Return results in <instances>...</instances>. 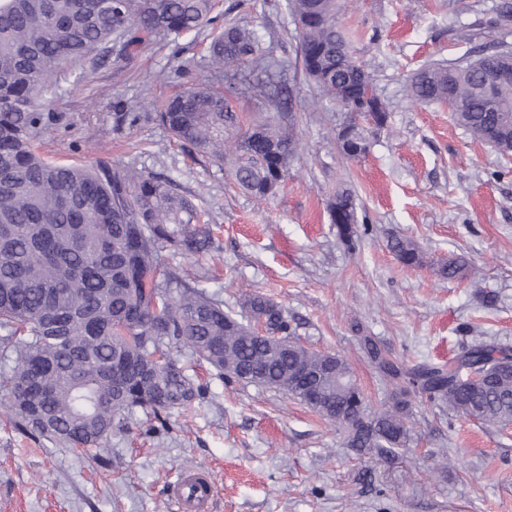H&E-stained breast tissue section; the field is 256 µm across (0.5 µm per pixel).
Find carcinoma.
<instances>
[{"label":"carcinoma","mask_w":512,"mask_h":512,"mask_svg":"<svg viewBox=\"0 0 512 512\" xmlns=\"http://www.w3.org/2000/svg\"><path fill=\"white\" fill-rule=\"evenodd\" d=\"M302 68L322 97L346 112L342 126L369 144L388 110L370 72L338 21V0H289ZM215 0H0V350L13 355L5 377L8 408L23 436L76 450L107 451L112 434L129 430L138 411L165 424L174 410L200 400L201 387L171 351L186 348L220 375L277 390L300 403L318 392L311 410L348 433V446L390 455L407 446L409 393L482 426H512V350L481 342L448 365L407 366L371 336L360 348L390 396L370 406L339 354L313 351L295 339L284 310L257 294L245 297L249 319L159 252L209 250L212 234L194 203L173 183L123 164L95 167L51 162L35 150L50 122L43 97L54 75L121 41L139 48L160 37L214 24ZM279 63L255 31L227 21L209 45L210 79L190 83L163 101L155 120L218 168L230 165L250 195H274L297 148L293 134L265 119L244 127L216 83L235 70L265 97ZM509 77L485 83V74ZM406 95L419 103H451L457 124L473 139L512 154V50L476 55L456 65L416 70ZM340 238L359 237L354 192L336 190L329 205ZM389 247L403 266L423 262L411 240ZM466 262L441 265V277L464 275ZM263 325L277 342L254 335ZM123 367L112 383V363Z\"/></svg>","instance_id":"carcinoma-1"}]
</instances>
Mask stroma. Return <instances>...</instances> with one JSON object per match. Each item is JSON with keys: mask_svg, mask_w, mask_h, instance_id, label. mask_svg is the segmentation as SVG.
<instances>
[{"mask_svg": "<svg viewBox=\"0 0 512 512\" xmlns=\"http://www.w3.org/2000/svg\"><path fill=\"white\" fill-rule=\"evenodd\" d=\"M498 0H340V23L359 33L357 55L389 108L364 158L340 152L345 114L319 105L301 67L287 0H216L253 28L285 65L286 110L298 142L271 198L239 188L229 170L193 155L153 118L156 105L206 73L205 28L59 73L46 96L54 120L38 144L47 160L118 162L167 178L208 220L215 250L161 260L199 278L226 311L262 294L287 313L308 348L343 355L371 401L389 388L362 357L355 326L395 360L444 364L473 345L512 348V156L472 139L452 112L405 96L410 73L456 63L481 47L512 48ZM140 107L129 125L123 105ZM352 188L368 230L347 248L327 204ZM413 240L424 264L404 267L387 238ZM465 257V277L439 263ZM204 399L165 426L133 422L104 459L19 434L0 390V512H173L184 471L215 482L212 512H512V427L488 431L412 398L411 440L391 459L358 456L342 429L282 393L217 376L178 352ZM444 473H437L440 461Z\"/></svg>", "mask_w": 512, "mask_h": 512, "instance_id": "35a3bbf8", "label": "stroma"}]
</instances>
